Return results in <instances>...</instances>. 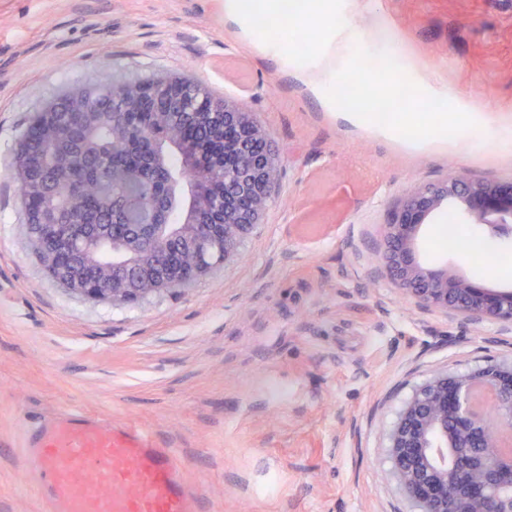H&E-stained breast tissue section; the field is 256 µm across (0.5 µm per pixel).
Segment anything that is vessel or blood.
Masks as SVG:
<instances>
[{"label":"vessel or blood","mask_w":512,"mask_h":512,"mask_svg":"<svg viewBox=\"0 0 512 512\" xmlns=\"http://www.w3.org/2000/svg\"><path fill=\"white\" fill-rule=\"evenodd\" d=\"M20 429L29 479L50 512H199L176 449L141 426L72 409Z\"/></svg>","instance_id":"b4317fda"}]
</instances>
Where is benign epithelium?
Segmentation results:
<instances>
[{
  "label": "benign epithelium",
  "instance_id": "benign-epithelium-1",
  "mask_svg": "<svg viewBox=\"0 0 512 512\" xmlns=\"http://www.w3.org/2000/svg\"><path fill=\"white\" fill-rule=\"evenodd\" d=\"M167 96L174 111L199 121L224 122V223L211 224L202 211L188 208L182 224L167 221L173 182L140 202L135 215L108 203L112 220L129 224L127 234L77 213L64 201L77 185L58 181L46 157L27 148L16 153L25 230L47 275L60 287L91 301L140 304L151 297L187 289L212 268L196 263L186 271L168 261L169 249L195 259L210 239L224 241V263L238 259L277 183L280 157L256 113L235 100L189 99L180 78L163 76L147 89L126 84L113 89L112 123L129 112H153ZM101 112L81 111L70 132L90 146ZM453 210L489 235L512 239V181L485 180L455 170L434 182L409 187L393 204L381 228L380 268L391 283L422 307L453 312L475 323L512 324V290H493L458 274L448 264L420 258L422 227L434 214ZM110 247L124 262L103 267L100 250ZM489 391L490 410L477 411L472 392ZM512 362H490L471 371L437 372L402 405L388 435L389 471L414 512H512Z\"/></svg>",
  "mask_w": 512,
  "mask_h": 512
}]
</instances>
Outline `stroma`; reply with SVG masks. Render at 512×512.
<instances>
[{"mask_svg": "<svg viewBox=\"0 0 512 512\" xmlns=\"http://www.w3.org/2000/svg\"><path fill=\"white\" fill-rule=\"evenodd\" d=\"M349 47L385 51L476 129L413 142L324 102L228 0H0V512H49L22 417L80 408L181 452L205 512H409L388 432L439 371L512 359V325L419 306L376 274L380 227L415 183L457 167L512 180V0H344ZM190 76L247 103L281 158L239 258L138 305L59 287L22 231V131L72 89ZM425 262L512 287L435 228Z\"/></svg>", "mask_w": 512, "mask_h": 512, "instance_id": "1", "label": "stroma"}]
</instances>
